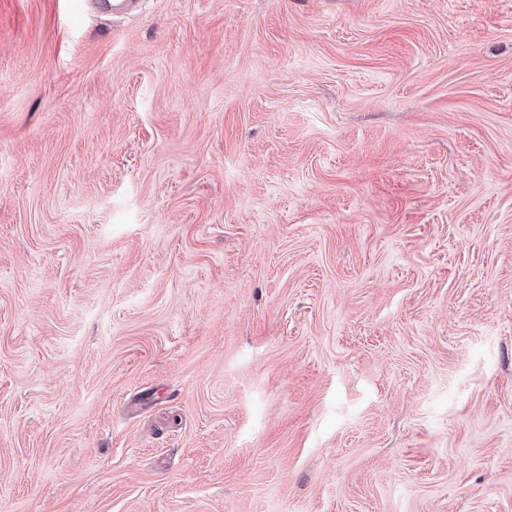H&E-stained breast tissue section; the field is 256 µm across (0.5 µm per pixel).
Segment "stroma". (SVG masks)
Returning <instances> with one entry per match:
<instances>
[{"mask_svg":"<svg viewBox=\"0 0 512 512\" xmlns=\"http://www.w3.org/2000/svg\"><path fill=\"white\" fill-rule=\"evenodd\" d=\"M0 512H512V0H0Z\"/></svg>","mask_w":512,"mask_h":512,"instance_id":"stroma-1","label":"stroma"}]
</instances>
